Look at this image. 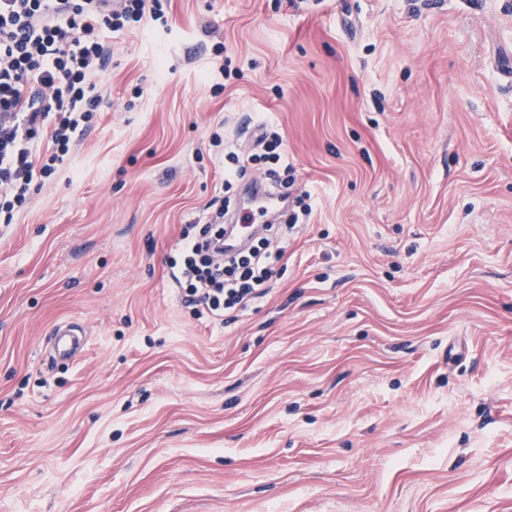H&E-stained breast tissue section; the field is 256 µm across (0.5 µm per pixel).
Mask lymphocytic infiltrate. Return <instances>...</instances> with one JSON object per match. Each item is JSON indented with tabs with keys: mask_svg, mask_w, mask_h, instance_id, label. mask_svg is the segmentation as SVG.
<instances>
[{
	"mask_svg": "<svg viewBox=\"0 0 512 512\" xmlns=\"http://www.w3.org/2000/svg\"><path fill=\"white\" fill-rule=\"evenodd\" d=\"M161 0H0V223H12L32 191L64 170L103 96L96 79L112 57L111 37L161 22ZM256 152L224 154L223 194L209 206L198 233L182 235V262L170 277L195 315L223 316L263 297L283 248L269 249L312 212L293 192L294 166L282 138L266 129ZM264 166L270 187L288 199V222L269 225V237L233 257L224 255V217L230 192L248 169Z\"/></svg>",
	"mask_w": 512,
	"mask_h": 512,
	"instance_id": "obj_1",
	"label": "lymphocytic infiltrate"
}]
</instances>
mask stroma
<instances>
[{"label": "stroma", "mask_w": 512, "mask_h": 512, "mask_svg": "<svg viewBox=\"0 0 512 512\" xmlns=\"http://www.w3.org/2000/svg\"><path fill=\"white\" fill-rule=\"evenodd\" d=\"M163 9L0 223V512H512V0ZM259 113L313 212L198 318L168 259ZM54 336L53 346L51 348V356L53 358L69 359L82 352L85 344L79 336H84L82 333H77L72 329H66L59 326L52 333Z\"/></svg>", "instance_id": "35a3bbf8"}]
</instances>
